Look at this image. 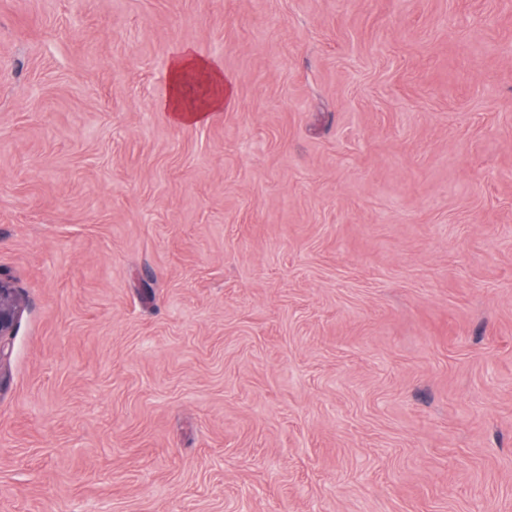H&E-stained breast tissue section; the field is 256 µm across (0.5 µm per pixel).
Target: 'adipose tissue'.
Segmentation results:
<instances>
[{
  "instance_id": "ef3b65f1",
  "label": "adipose tissue",
  "mask_w": 512,
  "mask_h": 512,
  "mask_svg": "<svg viewBox=\"0 0 512 512\" xmlns=\"http://www.w3.org/2000/svg\"><path fill=\"white\" fill-rule=\"evenodd\" d=\"M165 82L161 106L178 123L206 122L211 113L223 110L230 92L220 64L198 55L189 45L170 58Z\"/></svg>"
}]
</instances>
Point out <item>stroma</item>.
<instances>
[{
  "instance_id": "1",
  "label": "stroma",
  "mask_w": 512,
  "mask_h": 512,
  "mask_svg": "<svg viewBox=\"0 0 512 512\" xmlns=\"http://www.w3.org/2000/svg\"><path fill=\"white\" fill-rule=\"evenodd\" d=\"M0 271V512H512V0H0ZM166 93L161 106L177 123L206 122L211 113L224 109L229 85L220 64L198 55L191 45L181 47L169 60L166 72ZM200 82L203 92L188 93ZM23 309L19 288L10 276L0 272V367L7 356L9 340L15 334Z\"/></svg>"
}]
</instances>
